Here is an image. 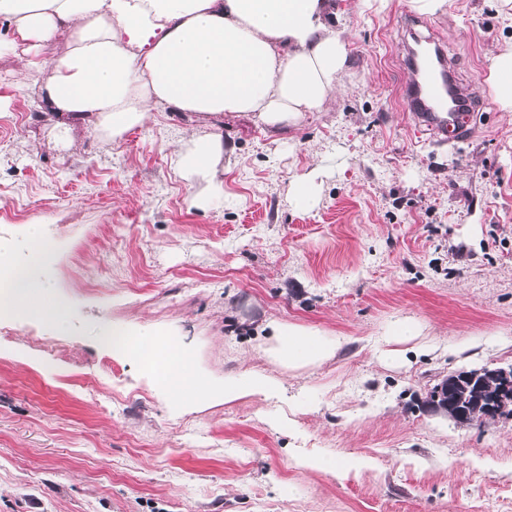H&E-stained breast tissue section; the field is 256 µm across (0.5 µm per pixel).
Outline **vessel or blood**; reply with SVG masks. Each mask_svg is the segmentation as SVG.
<instances>
[{
  "label": "vessel or blood",
  "mask_w": 512,
  "mask_h": 512,
  "mask_svg": "<svg viewBox=\"0 0 512 512\" xmlns=\"http://www.w3.org/2000/svg\"><path fill=\"white\" fill-rule=\"evenodd\" d=\"M426 51H414L406 61L411 77L399 89L402 100L418 123L440 142L456 144L469 139L470 118L479 103L457 87L453 66L439 43L427 40Z\"/></svg>",
  "instance_id": "1"
}]
</instances>
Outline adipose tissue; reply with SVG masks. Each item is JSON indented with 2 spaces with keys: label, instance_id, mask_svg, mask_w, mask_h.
<instances>
[{
  "label": "adipose tissue",
  "instance_id": "adipose-tissue-1",
  "mask_svg": "<svg viewBox=\"0 0 512 512\" xmlns=\"http://www.w3.org/2000/svg\"><path fill=\"white\" fill-rule=\"evenodd\" d=\"M330 0H0V48L26 53L25 86L45 101L52 132L74 144L81 120L104 145L143 124L151 112H185L205 120L246 115L277 131L320 110L335 92L347 42L326 24ZM55 49L49 61L31 57ZM221 134H196L174 151L176 173L203 207L224 192L220 175L233 155ZM39 227L25 239L0 238V264L14 276L0 284L7 308L49 322L64 305L54 291L51 243ZM261 347L277 365L300 370L331 359L339 345L316 331L270 322ZM148 383L178 407L246 398L280 399L278 379L264 373L215 383L173 334L134 326L121 348Z\"/></svg>",
  "mask_w": 512,
  "mask_h": 512
}]
</instances>
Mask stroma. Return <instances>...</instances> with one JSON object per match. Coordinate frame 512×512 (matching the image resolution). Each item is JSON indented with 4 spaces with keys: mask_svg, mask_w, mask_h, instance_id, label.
<instances>
[{
    "mask_svg": "<svg viewBox=\"0 0 512 512\" xmlns=\"http://www.w3.org/2000/svg\"><path fill=\"white\" fill-rule=\"evenodd\" d=\"M335 6L338 89L277 133L213 119L235 154L203 209L171 164L198 122L152 112L104 147L77 121L62 150L0 55V237L41 225L67 305L64 325L25 316L0 337V512H512V419L461 428L427 404L448 374L512 363V112L487 80L512 22L498 0H446L416 29L485 100L452 147L398 96L410 0ZM400 317L420 334L387 344ZM272 321L341 347L281 368L259 348ZM117 323L179 336L212 380L272 375L282 397L174 411L105 344ZM314 454L372 466L297 467Z\"/></svg>",
    "mask_w": 512,
    "mask_h": 512,
    "instance_id": "stroma-1",
    "label": "stroma"
}]
</instances>
